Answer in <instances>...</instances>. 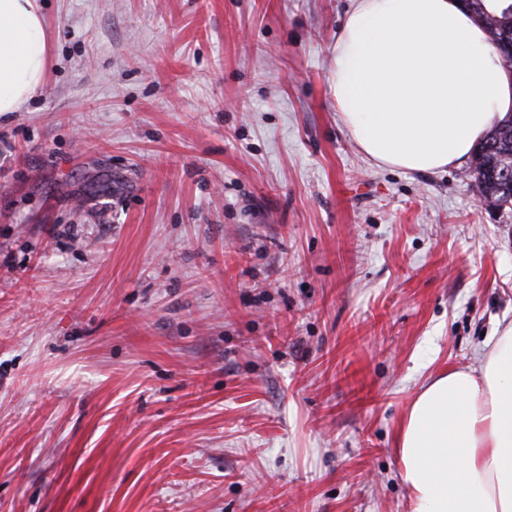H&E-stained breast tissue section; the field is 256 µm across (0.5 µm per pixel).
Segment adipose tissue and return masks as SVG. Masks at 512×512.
Returning <instances> with one entry per match:
<instances>
[{
  "mask_svg": "<svg viewBox=\"0 0 512 512\" xmlns=\"http://www.w3.org/2000/svg\"><path fill=\"white\" fill-rule=\"evenodd\" d=\"M330 93L358 148L429 172L465 161L512 112V71L460 0H354ZM39 0H0V113L46 79ZM410 512H512V323L478 366L432 377L398 426Z\"/></svg>",
  "mask_w": 512,
  "mask_h": 512,
  "instance_id": "1",
  "label": "adipose tissue"
}]
</instances>
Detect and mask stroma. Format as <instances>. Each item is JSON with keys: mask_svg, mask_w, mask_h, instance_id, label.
Returning <instances> with one entry per match:
<instances>
[{"mask_svg": "<svg viewBox=\"0 0 512 512\" xmlns=\"http://www.w3.org/2000/svg\"><path fill=\"white\" fill-rule=\"evenodd\" d=\"M0 114V512H409L394 436L512 321V209L376 164L352 0H43Z\"/></svg>", "mask_w": 512, "mask_h": 512, "instance_id": "1", "label": "stroma"}]
</instances>
